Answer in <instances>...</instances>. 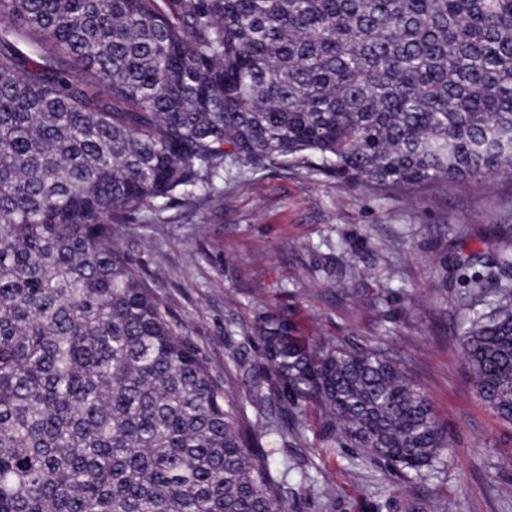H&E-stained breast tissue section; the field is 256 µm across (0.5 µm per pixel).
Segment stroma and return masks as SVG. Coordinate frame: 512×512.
<instances>
[{
    "instance_id": "1",
    "label": "stroma",
    "mask_w": 512,
    "mask_h": 512,
    "mask_svg": "<svg viewBox=\"0 0 512 512\" xmlns=\"http://www.w3.org/2000/svg\"><path fill=\"white\" fill-rule=\"evenodd\" d=\"M164 224L131 225L127 251L155 279L179 334L232 386L249 418L230 349L246 345L230 325H252L265 310L293 314L305 335L378 342L405 361L448 430L447 461L425 488L358 466L350 448L322 454L316 415L306 443L280 448L295 469L289 512H409L421 490L436 491L447 512H512V423L493 417L467 380L456 333L458 296L466 291L456 262L486 249L497 225H512V170L449 194H361L347 184L296 168L239 164L224 176V213L172 208ZM353 263L351 294L338 286L337 257ZM449 269H442V262ZM446 281L444 292L435 285ZM266 291L256 296L255 282ZM306 490H299L300 480ZM336 487L326 504L318 490Z\"/></svg>"
}]
</instances>
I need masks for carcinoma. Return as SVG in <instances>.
I'll list each match as a JSON object with an SVG mask.
<instances>
[{
	"instance_id": "obj_1",
	"label": "carcinoma",
	"mask_w": 512,
	"mask_h": 512,
	"mask_svg": "<svg viewBox=\"0 0 512 512\" xmlns=\"http://www.w3.org/2000/svg\"><path fill=\"white\" fill-rule=\"evenodd\" d=\"M377 196L512 169V0H0V512H288L268 439L426 481L448 435L379 344L242 334L258 426L124 246L224 212L227 161ZM467 379L512 423V245L473 252Z\"/></svg>"
}]
</instances>
